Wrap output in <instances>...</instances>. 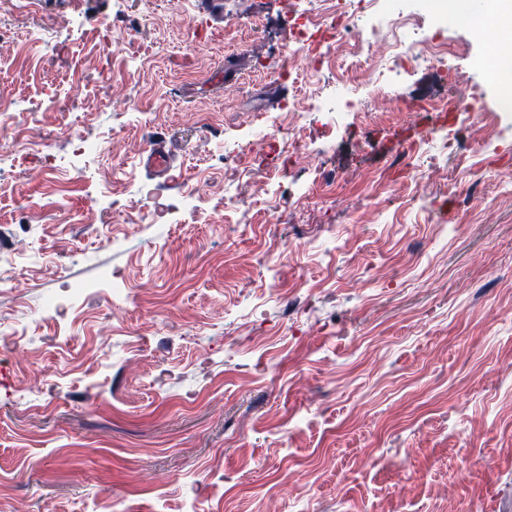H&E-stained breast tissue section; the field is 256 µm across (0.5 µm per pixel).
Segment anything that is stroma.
Wrapping results in <instances>:
<instances>
[{"mask_svg": "<svg viewBox=\"0 0 512 512\" xmlns=\"http://www.w3.org/2000/svg\"><path fill=\"white\" fill-rule=\"evenodd\" d=\"M223 2L208 18L198 0H0L20 37L0 47V512H512V116L488 62L512 34L398 0L416 40H447L492 122L448 124L460 164L418 109L458 88L428 66L382 71L381 0L327 3L381 30L341 129L281 111L280 84L305 104L340 74L288 61L307 0ZM75 90L78 124L35 117L52 142L40 166L20 117ZM256 122L295 126L308 164L282 179L270 152L226 179L225 150ZM406 130L422 153L402 152ZM156 133L181 153L166 175L145 166ZM112 139L120 154L75 149ZM407 163L431 175L422 193L395 186ZM261 178L270 194L250 203ZM184 196L193 212L162 211ZM20 241L27 280L10 289ZM53 298L67 315L42 317Z\"/></svg>", "mask_w": 512, "mask_h": 512, "instance_id": "stroma-1", "label": "stroma"}]
</instances>
